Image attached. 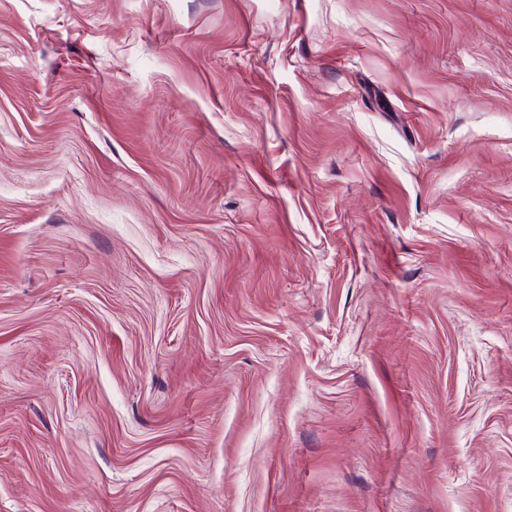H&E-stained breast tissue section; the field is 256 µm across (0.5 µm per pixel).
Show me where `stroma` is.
Masks as SVG:
<instances>
[{
    "mask_svg": "<svg viewBox=\"0 0 512 512\" xmlns=\"http://www.w3.org/2000/svg\"><path fill=\"white\" fill-rule=\"evenodd\" d=\"M0 512H512V0H0Z\"/></svg>",
    "mask_w": 512,
    "mask_h": 512,
    "instance_id": "35a3bbf8",
    "label": "stroma"
}]
</instances>
